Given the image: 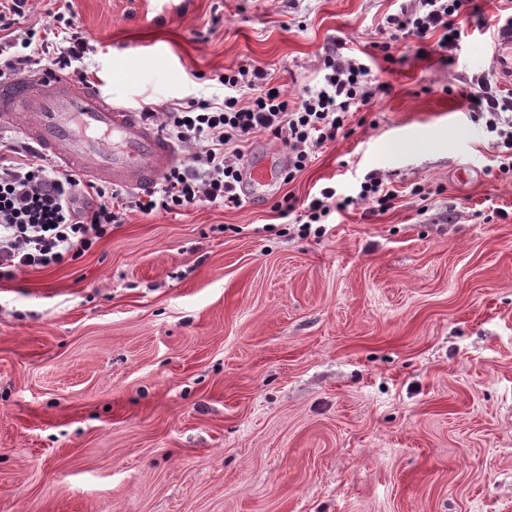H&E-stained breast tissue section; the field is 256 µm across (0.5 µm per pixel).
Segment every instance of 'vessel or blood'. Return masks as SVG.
I'll return each mask as SVG.
<instances>
[{"label": "vessel or blood", "instance_id": "1", "mask_svg": "<svg viewBox=\"0 0 512 512\" xmlns=\"http://www.w3.org/2000/svg\"><path fill=\"white\" fill-rule=\"evenodd\" d=\"M489 49L498 82L512 85V19L492 30ZM18 128L48 153L60 171L130 189L156 185L175 158L174 146L125 101L101 94L71 74L42 68L0 80V129ZM283 158L243 169L248 185L277 181Z\"/></svg>", "mask_w": 512, "mask_h": 512}]
</instances>
